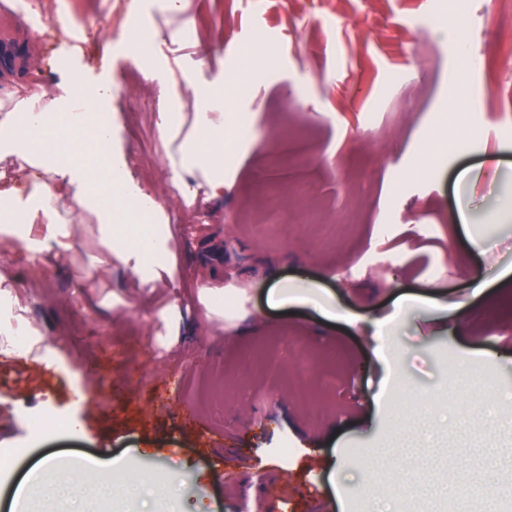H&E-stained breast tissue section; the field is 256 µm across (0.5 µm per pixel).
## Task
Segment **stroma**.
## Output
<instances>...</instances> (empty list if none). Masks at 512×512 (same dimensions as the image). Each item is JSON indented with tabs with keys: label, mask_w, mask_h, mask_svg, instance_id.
<instances>
[{
	"label": "stroma",
	"mask_w": 512,
	"mask_h": 512,
	"mask_svg": "<svg viewBox=\"0 0 512 512\" xmlns=\"http://www.w3.org/2000/svg\"><path fill=\"white\" fill-rule=\"evenodd\" d=\"M43 3L36 65L0 101L24 80L42 97L111 80L113 145L160 199L172 256L140 286L89 221L35 276L0 235V290L45 341L0 356V512L45 458L79 489L31 512H512V296L495 288L512 223L488 220L512 204V0ZM195 85L224 96L218 200L175 176L161 133ZM280 280L317 303L269 305ZM472 369L491 385L449 413ZM84 462L112 465L111 495L81 483Z\"/></svg>",
	"instance_id": "1"
}]
</instances>
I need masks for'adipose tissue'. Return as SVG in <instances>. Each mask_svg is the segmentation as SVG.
<instances>
[{
    "label": "adipose tissue",
    "mask_w": 512,
    "mask_h": 512,
    "mask_svg": "<svg viewBox=\"0 0 512 512\" xmlns=\"http://www.w3.org/2000/svg\"><path fill=\"white\" fill-rule=\"evenodd\" d=\"M205 111L196 113L202 137L183 139L170 158L186 176L203 174L211 198L224 196V100L214 91H195ZM112 83L39 102L13 98L0 108V161L19 166L0 185V227L44 221L43 234L24 238L26 249L63 246L74 219L93 220L108 250L131 266L139 281L151 284L156 268L166 265L170 235L160 224H146L142 214L161 211V202L141 195L128 171L126 156L112 148L111 122L93 123L90 113L108 111ZM134 197L139 212L123 210Z\"/></svg>",
    "instance_id": "ef3b65f1"
}]
</instances>
